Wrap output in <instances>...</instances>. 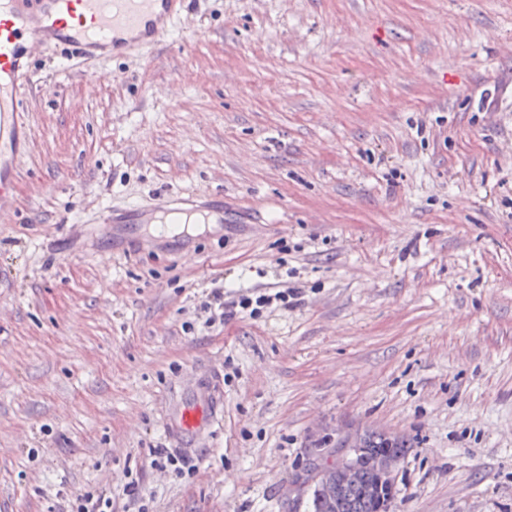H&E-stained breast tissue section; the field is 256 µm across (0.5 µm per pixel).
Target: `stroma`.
Segmentation results:
<instances>
[{"label":"stroma","instance_id":"1","mask_svg":"<svg viewBox=\"0 0 512 512\" xmlns=\"http://www.w3.org/2000/svg\"><path fill=\"white\" fill-rule=\"evenodd\" d=\"M30 67L0 512L121 504L132 471L151 512H306L312 459L366 430L407 445L392 512H512V0H196L153 49ZM175 192L223 222L98 219ZM288 286L297 308L207 323L211 289ZM208 410L209 405L205 398L184 405L178 414L179 428L186 433L195 432L205 420ZM152 468L159 471L173 469L178 473L182 468L189 465V460L179 452L169 451L168 448H156L150 462ZM61 500V512H112V490L106 487L94 492L71 493L61 496Z\"/></svg>","mask_w":512,"mask_h":512}]
</instances>
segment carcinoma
<instances>
[{
  "label": "carcinoma",
  "instance_id": "1",
  "mask_svg": "<svg viewBox=\"0 0 512 512\" xmlns=\"http://www.w3.org/2000/svg\"><path fill=\"white\" fill-rule=\"evenodd\" d=\"M361 447L365 448L359 481L343 489L337 512H378V501L385 490L373 486V462L383 452L402 456L405 444L391 439L383 433L367 431L360 436Z\"/></svg>",
  "mask_w": 512,
  "mask_h": 512
}]
</instances>
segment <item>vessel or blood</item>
<instances>
[{"label":"vessel or blood","instance_id":"obj_1","mask_svg":"<svg viewBox=\"0 0 512 512\" xmlns=\"http://www.w3.org/2000/svg\"><path fill=\"white\" fill-rule=\"evenodd\" d=\"M192 0H0V212L13 206L20 178L16 159L30 148L22 90L33 47L47 44L84 60L152 48L184 18ZM168 224L188 212L205 213L197 195H164L154 201ZM209 410L206 399L183 406L178 425L195 432Z\"/></svg>","mask_w":512,"mask_h":512}]
</instances>
